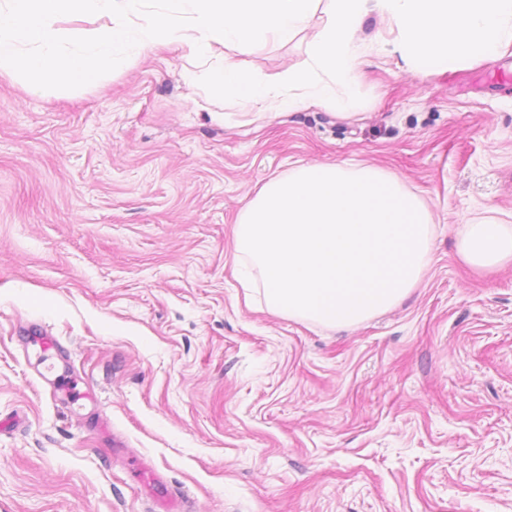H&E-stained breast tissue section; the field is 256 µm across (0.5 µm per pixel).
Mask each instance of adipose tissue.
Returning a JSON list of instances; mask_svg holds the SVG:
<instances>
[{"label": "adipose tissue", "instance_id": "ef3b65f1", "mask_svg": "<svg viewBox=\"0 0 512 512\" xmlns=\"http://www.w3.org/2000/svg\"><path fill=\"white\" fill-rule=\"evenodd\" d=\"M459 254L477 269L512 263V223L496 217L465 222L459 231Z\"/></svg>", "mask_w": 512, "mask_h": 512}]
</instances>
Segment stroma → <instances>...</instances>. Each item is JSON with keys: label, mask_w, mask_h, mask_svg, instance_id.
Returning <instances> with one entry per match:
<instances>
[{"label": "stroma", "mask_w": 512, "mask_h": 512, "mask_svg": "<svg viewBox=\"0 0 512 512\" xmlns=\"http://www.w3.org/2000/svg\"><path fill=\"white\" fill-rule=\"evenodd\" d=\"M316 30L211 62L274 81ZM388 34L359 28L346 118L241 113L183 81L185 45L38 96L0 73V512H155L156 477L186 512H512V264L457 253L512 217V55L415 74ZM341 161L435 224L418 285L334 329L269 311L234 236L268 180Z\"/></svg>", "instance_id": "35a3bbf8"}]
</instances>
